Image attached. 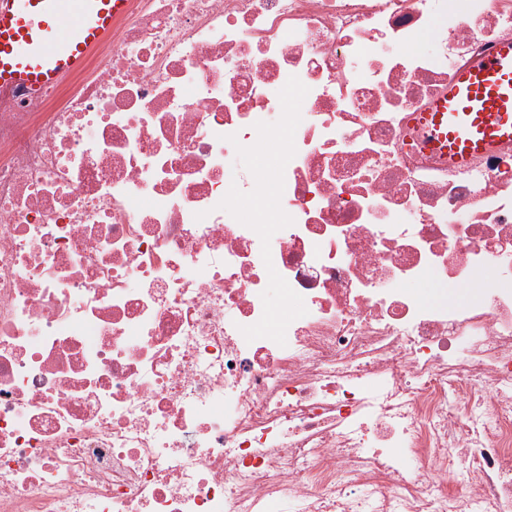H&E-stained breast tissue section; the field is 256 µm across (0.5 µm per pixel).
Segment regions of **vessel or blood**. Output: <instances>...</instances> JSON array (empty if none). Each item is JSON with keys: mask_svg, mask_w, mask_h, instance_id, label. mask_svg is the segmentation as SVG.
Masks as SVG:
<instances>
[{"mask_svg": "<svg viewBox=\"0 0 512 512\" xmlns=\"http://www.w3.org/2000/svg\"><path fill=\"white\" fill-rule=\"evenodd\" d=\"M125 7L126 0H0V90L40 94L81 69ZM416 124L426 146L456 167L512 143V42L459 71Z\"/></svg>", "mask_w": 512, "mask_h": 512, "instance_id": "b4317fda", "label": "vessel or blood"}]
</instances>
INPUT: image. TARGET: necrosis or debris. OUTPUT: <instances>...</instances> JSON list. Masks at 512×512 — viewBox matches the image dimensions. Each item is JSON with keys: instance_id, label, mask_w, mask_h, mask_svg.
Returning <instances> with one entry per match:
<instances>
[{"instance_id": "1", "label": "necrosis or debris", "mask_w": 512, "mask_h": 512, "mask_svg": "<svg viewBox=\"0 0 512 512\" xmlns=\"http://www.w3.org/2000/svg\"><path fill=\"white\" fill-rule=\"evenodd\" d=\"M505 39L512 0H128L0 91V512H512V146L412 125Z\"/></svg>"}]
</instances>
